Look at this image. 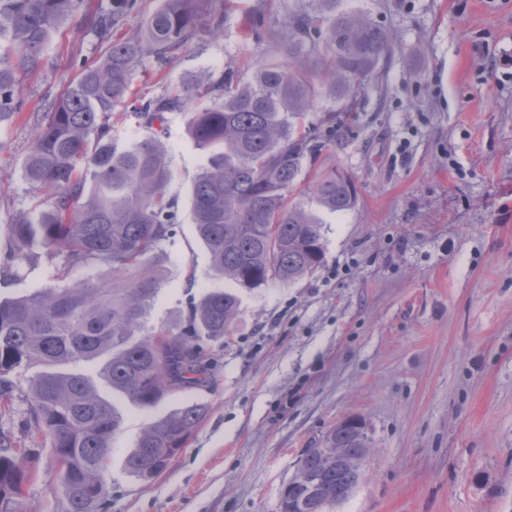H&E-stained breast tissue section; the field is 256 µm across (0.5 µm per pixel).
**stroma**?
<instances>
[{
	"label": "stroma",
	"mask_w": 512,
	"mask_h": 512,
	"mask_svg": "<svg viewBox=\"0 0 512 512\" xmlns=\"http://www.w3.org/2000/svg\"><path fill=\"white\" fill-rule=\"evenodd\" d=\"M84 0L54 36L44 67L26 76L23 110L0 126V257L5 224L38 207L20 161L37 103L60 96L81 61L105 51L83 31ZM393 31L394 51L358 91L348 135L325 159L356 180L359 202L317 211L325 258L297 282L239 289L240 313L205 386L151 409L119 403L108 512H279L300 455L339 422L361 419L365 474L333 512H512V0H344ZM224 34L202 35L168 65L146 59L112 115V137L144 134L135 107L199 73L263 61L240 36V10L209 0ZM178 200L175 236L159 249L161 285L150 323L171 327L214 278L195 236L193 182L206 154L168 115L163 137ZM198 399L209 414L171 469L151 481L125 470L141 431ZM22 401L0 428L34 452L22 512H64L54 464L23 428Z\"/></svg>",
	"instance_id": "1"
}]
</instances>
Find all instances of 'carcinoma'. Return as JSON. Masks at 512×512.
Wrapping results in <instances>:
<instances>
[{"label": "carcinoma", "mask_w": 512, "mask_h": 512, "mask_svg": "<svg viewBox=\"0 0 512 512\" xmlns=\"http://www.w3.org/2000/svg\"><path fill=\"white\" fill-rule=\"evenodd\" d=\"M207 2L162 0L133 38L116 32L138 0L87 11V33L108 51L45 102L22 158L23 179L48 207L20 211L6 224L15 248L0 258V281L44 254L57 261L55 279L64 285L0 298V415L22 398L25 428L47 443L66 512H104L106 463L122 416L102 389L148 409L203 385L239 314L236 294L213 289L190 298L174 327L149 326L159 287L155 253L179 224L161 139L167 113H183L189 137L209 152L191 204L216 278L256 289L317 271L322 223L291 199L302 184L331 213L358 202L352 177L325 165L322 155L348 134L357 86L393 51L396 37L367 13L341 8L343 0L301 2L278 27L273 0L247 11L244 39L270 47L267 55L279 61L250 72L229 66L219 83L200 74L179 92L141 104L136 117L147 134L140 140L127 147L112 140V109L127 100L142 60L166 64L200 31L215 35L224 26L204 12ZM75 7L76 0H0V125L19 114L22 78L43 68L49 43ZM320 99L336 105L323 130L303 124ZM74 267L93 274L68 283ZM208 413L205 403L193 402L147 426L125 459L129 476L149 481L166 473ZM324 448L342 449L359 467H326ZM368 454L358 430L338 425L322 447L303 451L297 469L322 478L334 497L359 482ZM34 477L30 450L0 431V512H20Z\"/></svg>", "instance_id": "carcinoma-1"}]
</instances>
